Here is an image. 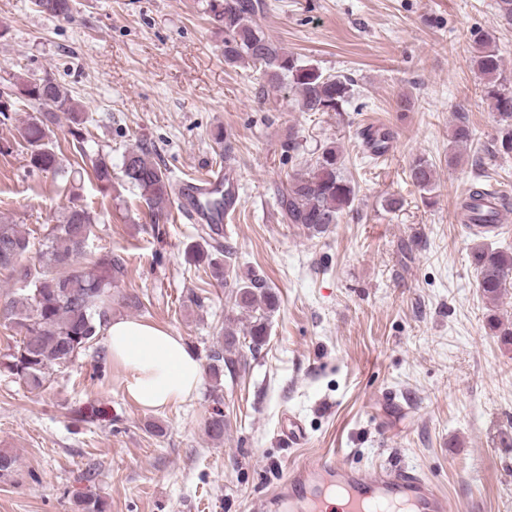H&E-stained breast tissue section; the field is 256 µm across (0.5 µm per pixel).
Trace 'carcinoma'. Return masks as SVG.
Here are the masks:
<instances>
[{
	"instance_id": "carcinoma-1",
	"label": "carcinoma",
	"mask_w": 512,
	"mask_h": 512,
	"mask_svg": "<svg viewBox=\"0 0 512 512\" xmlns=\"http://www.w3.org/2000/svg\"><path fill=\"white\" fill-rule=\"evenodd\" d=\"M35 5L52 17L68 18L74 11L75 0H35ZM267 9L266 0H209L210 16L224 29V62L253 66L273 89L291 83L301 112L344 111L353 95L352 80L325 74L275 43L260 22ZM475 43V65L485 81V96L497 114L494 153L510 156L512 89L493 39L482 34ZM3 82L15 94L10 96V111L0 110V120L11 119L19 105L30 111L27 122L19 128V136L28 151L31 170L69 182L81 176L88 163L100 189L112 187V162L88 143L81 128L87 122L84 110L66 87L48 75L25 78L13 74ZM60 113L73 124L69 133L76 161L69 167L63 165L54 140L53 125ZM121 178L138 191L147 206L150 223H169L174 182L167 169L151 158L147 146L140 144L124 154ZM408 178L413 186L429 193L435 185L436 170L432 163L418 157L408 166ZM225 182L229 190L224 199L210 200L206 208L230 215L236 210L238 194L230 177H225ZM355 197V184L345 173L343 154L331 142L312 164L288 176V186L278 195L277 205L283 223L298 224L317 236L340 222ZM511 205L507 196L476 185L460 204L462 221L473 235L486 237L492 233L488 226L496 223L498 212ZM96 223V213L86 205L65 209L60 223L51 226L39 243L36 268L24 263L32 247L29 237L15 224H0V272L8 273L20 284L14 295L0 305V321L20 336L14 350L0 361V369L18 377L32 391L45 387L54 368L84 353L112 316V284L123 272L122 259L108 252L95 257L90 269L80 263ZM230 254V246L212 244L205 231L185 251L188 262L196 266L207 263L214 277L233 278L235 306L255 313L246 331L250 336L249 349L254 350L268 336V319L278 305V298L255 278L231 276L230 266L223 261ZM471 263L477 272L478 288L487 299L495 301L506 288L512 287V252L477 245L472 248ZM489 327L504 344L512 345L511 325L494 316L489 319ZM239 345L237 331L225 326L224 341L208 354L207 369L215 384H220L226 372L236 374ZM207 432L213 439L224 438L222 411L214 412L208 419Z\"/></svg>"
}]
</instances>
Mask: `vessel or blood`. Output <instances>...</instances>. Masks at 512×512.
Segmentation results:
<instances>
[{
    "label": "vessel or blood",
    "mask_w": 512,
    "mask_h": 512,
    "mask_svg": "<svg viewBox=\"0 0 512 512\" xmlns=\"http://www.w3.org/2000/svg\"><path fill=\"white\" fill-rule=\"evenodd\" d=\"M223 191L220 173L180 188L181 195L192 201ZM259 508L261 512H448V499L407 466L365 469L327 454L297 465Z\"/></svg>",
    "instance_id": "1"
}]
</instances>
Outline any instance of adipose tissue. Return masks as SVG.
<instances>
[{
	"mask_svg": "<svg viewBox=\"0 0 512 512\" xmlns=\"http://www.w3.org/2000/svg\"><path fill=\"white\" fill-rule=\"evenodd\" d=\"M113 364L123 373L128 395L146 409L164 408L190 398L203 369L181 336L166 328L125 318L105 329Z\"/></svg>",
	"mask_w": 512,
	"mask_h": 512,
	"instance_id": "ef3b65f1",
	"label": "adipose tissue"
}]
</instances>
